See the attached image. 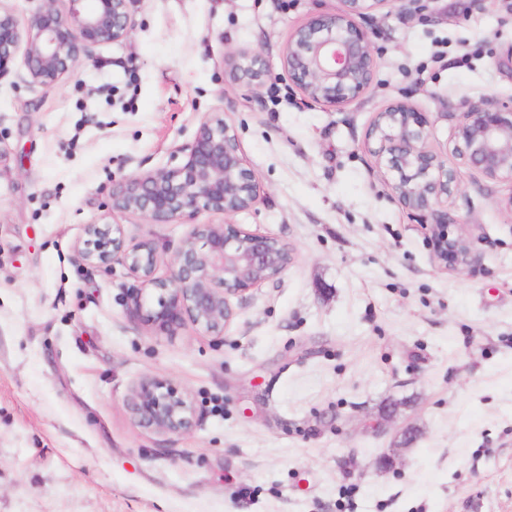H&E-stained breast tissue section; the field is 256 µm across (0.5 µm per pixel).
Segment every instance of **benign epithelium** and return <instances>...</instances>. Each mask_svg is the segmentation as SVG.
I'll list each match as a JSON object with an SVG mask.
<instances>
[{
    "mask_svg": "<svg viewBox=\"0 0 512 512\" xmlns=\"http://www.w3.org/2000/svg\"><path fill=\"white\" fill-rule=\"evenodd\" d=\"M36 15L21 32L13 13L0 7V76L15 62L32 83L47 90L72 77L81 57L94 48L127 40L135 28L134 0H64ZM340 9L318 15L288 37L281 65L304 104L340 112L362 96L373 79L374 49L365 17L390 8L393 0H341ZM234 80L263 83L267 70L258 53L232 55ZM463 163L481 175L512 184V101L467 105L455 128ZM370 152L391 175L394 198L425 225L432 258L442 269L464 271L473 264L471 240L449 230L448 196L455 175L431 147L426 122L409 102L379 112L368 133ZM185 161L115 184L112 207L139 214L151 224H172L200 211L230 216L251 209L261 186L244 163L234 130L224 117L201 124ZM78 260L108 267L116 259L139 283L127 298V315L155 335L191 323L222 335L236 317L231 299L279 278L293 261L280 239L251 233L239 224H195L173 259L169 277H155L159 251L146 238L126 245L112 224H87L75 247ZM133 410L155 429L183 434L199 420L192 399L155 378L133 388Z\"/></svg>",
    "mask_w": 512,
    "mask_h": 512,
    "instance_id": "1",
    "label": "benign epithelium"
}]
</instances>
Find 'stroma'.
<instances>
[{"instance_id": "obj_1", "label": "stroma", "mask_w": 512, "mask_h": 512, "mask_svg": "<svg viewBox=\"0 0 512 512\" xmlns=\"http://www.w3.org/2000/svg\"><path fill=\"white\" fill-rule=\"evenodd\" d=\"M340 0H135L133 34L47 90L0 76V512H512V184L463 165L467 104L512 100V0H413L367 17L374 78L344 111L298 104L289 34ZM255 51L270 77L230 85ZM411 99L455 172L476 262L435 266L365 149ZM223 114L261 198L230 221L289 244L277 280L234 299L223 335L154 336L118 262L82 265L85 225L153 238L170 274L200 212L151 224L121 180L181 164ZM145 377L195 403L186 434L139 421ZM413 442H406V431Z\"/></svg>"}]
</instances>
